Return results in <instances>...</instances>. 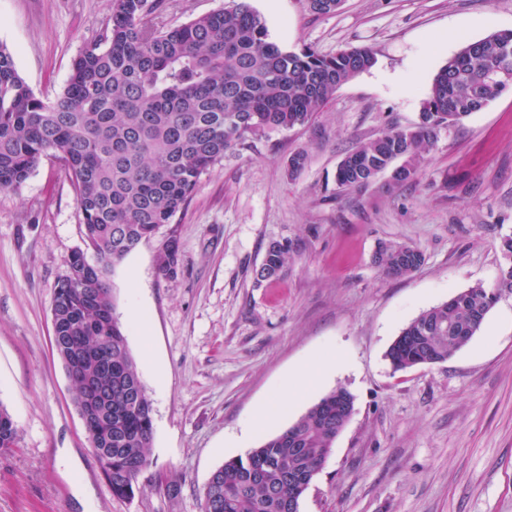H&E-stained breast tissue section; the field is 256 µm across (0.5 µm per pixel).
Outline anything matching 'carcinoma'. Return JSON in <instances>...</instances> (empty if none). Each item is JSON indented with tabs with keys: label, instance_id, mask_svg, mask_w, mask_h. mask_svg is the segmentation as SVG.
I'll return each instance as SVG.
<instances>
[{
	"label": "carcinoma",
	"instance_id": "obj_1",
	"mask_svg": "<svg viewBox=\"0 0 512 512\" xmlns=\"http://www.w3.org/2000/svg\"><path fill=\"white\" fill-rule=\"evenodd\" d=\"M375 63L365 47L323 56L288 51L268 40L266 20L248 0H232L210 14L170 26L159 0H110V18L74 59L62 92L38 97L0 44V192H17L45 157L71 182L94 254L74 252L52 305L55 332L71 338L61 362L101 349L112 361L104 373L89 361L72 379L74 404L86 379L99 388L91 425L101 429L96 453L112 495L134 496L141 467L150 465L153 405L140 379L123 327L113 316L109 276L117 263L173 223L188 205L201 174L257 136L309 124L336 90ZM512 90V30L465 45L435 74L412 128L391 127L358 143L339 162L341 190L366 187L392 169L389 191L421 174L437 130L454 125ZM505 260L497 283L472 286L423 311L390 345L394 370L427 359L448 360L480 330L495 295L512 293V236L502 238ZM288 244H269L259 270L279 274ZM176 235L157 257L159 275L179 264ZM423 253L395 243L375 262L401 278L423 263ZM354 405L338 387L279 433L214 470L202 512H285L294 487L312 483L333 449L336 432ZM20 431L0 405V452L16 448Z\"/></svg>",
	"mask_w": 512,
	"mask_h": 512
}]
</instances>
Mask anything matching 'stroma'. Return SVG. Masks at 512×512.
<instances>
[{
  "label": "stroma",
  "instance_id": "obj_1",
  "mask_svg": "<svg viewBox=\"0 0 512 512\" xmlns=\"http://www.w3.org/2000/svg\"><path fill=\"white\" fill-rule=\"evenodd\" d=\"M249 3L284 49L366 47L376 63L308 126L248 140L204 171L174 223L115 266V315L154 409L151 464L132 498L105 481L52 347L55 289L84 245L75 193L50 158L19 192L0 193V405L22 436L0 453V512H201L217 467L338 387L354 412L299 512H512V296L446 362L396 371L386 357L420 313L499 277L512 235V91L439 129L417 181L336 187L357 143L417 123L435 73L465 43L512 30V0H343L326 15L307 0ZM109 16L108 0H0V44L52 99ZM297 152L307 163L294 174ZM173 234L180 261L166 279L156 256ZM273 242L290 259L264 279ZM391 242L417 247L423 265L385 276L375 255ZM313 360L332 367L320 386L252 427Z\"/></svg>",
  "mask_w": 512,
  "mask_h": 512
}]
</instances>
